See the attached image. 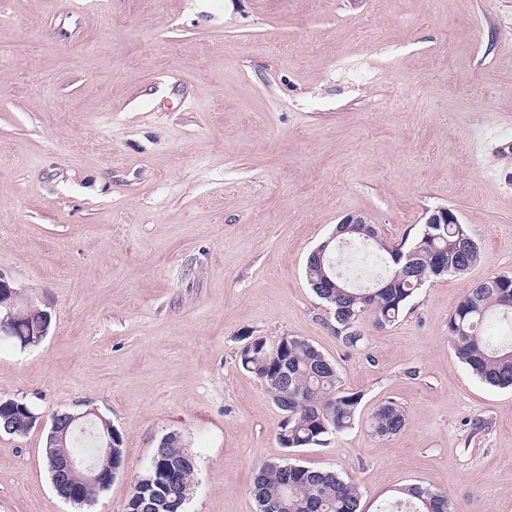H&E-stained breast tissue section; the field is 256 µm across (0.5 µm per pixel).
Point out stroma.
Wrapping results in <instances>:
<instances>
[{
	"label": "stroma",
	"mask_w": 512,
	"mask_h": 512,
	"mask_svg": "<svg viewBox=\"0 0 512 512\" xmlns=\"http://www.w3.org/2000/svg\"><path fill=\"white\" fill-rule=\"evenodd\" d=\"M470 225L480 263L425 284L346 348L309 253L349 214L392 245L427 211ZM512 274V0H0V274L51 315L0 342V512H81L51 483L53 414L99 412L123 467L88 512H127L162 438L196 468L187 512H257L268 460L360 486L512 512V389L448 339L459 300ZM313 343L362 395L347 432L289 450L246 336ZM405 413L370 435L377 407ZM405 415L395 401L383 402L369 419V432L377 438H390L404 426Z\"/></svg>",
	"instance_id": "35a3bbf8"
}]
</instances>
